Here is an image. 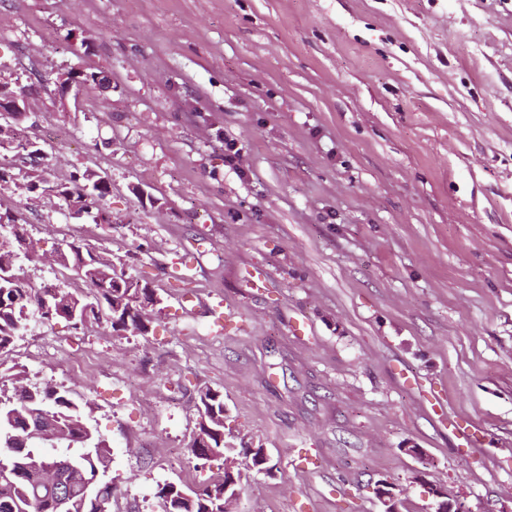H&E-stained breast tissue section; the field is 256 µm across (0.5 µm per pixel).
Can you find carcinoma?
<instances>
[{"label": "carcinoma", "instance_id": "cac0c4a2", "mask_svg": "<svg viewBox=\"0 0 512 512\" xmlns=\"http://www.w3.org/2000/svg\"><path fill=\"white\" fill-rule=\"evenodd\" d=\"M30 152L22 148L12 158L0 162V184L12 179V170L19 167ZM38 167L30 164L19 172L22 184H13L15 190L27 194L31 189L50 190L64 201L81 204L87 213L100 216L99 206L109 189L95 186L98 176L86 168L70 174L67 183L52 188L35 174ZM82 183L93 185L96 198L87 202L79 193ZM8 223H0V273L11 276L12 282L0 289V357L9 351L14 339L26 331L30 312L50 322L73 311L77 322L87 327L100 321L102 315L112 317V280L118 275L130 281L135 277L117 269L110 261L82 254L79 247L70 244L60 250V265L75 272L90 289L73 291L54 287L31 285L22 260L32 262L34 242L27 238L23 217L7 211ZM25 396L14 393L0 397V512H93L91 497H114L117 486L100 480L111 463V450L106 440L91 428L88 419L91 407L72 400L69 392L51 384L28 385ZM198 429H214L211 448H193L198 460L220 453L234 455V449L224 447V395L210 388L198 391ZM53 435L52 442L66 444L65 454H46L42 451L47 440L41 433ZM224 477L201 487V495L190 500L173 484L158 488L162 512H222L224 505Z\"/></svg>", "mask_w": 512, "mask_h": 512}]
</instances>
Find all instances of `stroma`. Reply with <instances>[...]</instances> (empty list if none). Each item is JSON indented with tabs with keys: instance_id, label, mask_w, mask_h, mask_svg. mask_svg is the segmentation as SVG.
<instances>
[{
	"instance_id": "1",
	"label": "stroma",
	"mask_w": 512,
	"mask_h": 512,
	"mask_svg": "<svg viewBox=\"0 0 512 512\" xmlns=\"http://www.w3.org/2000/svg\"><path fill=\"white\" fill-rule=\"evenodd\" d=\"M0 64L37 90L50 178L105 172L112 221L10 187L0 211L159 299L147 333L33 320L0 357L92 403L110 512L222 474L189 449L203 388L273 468L240 512H383L381 479L424 512L414 447L512 512V0H0Z\"/></svg>"
}]
</instances>
